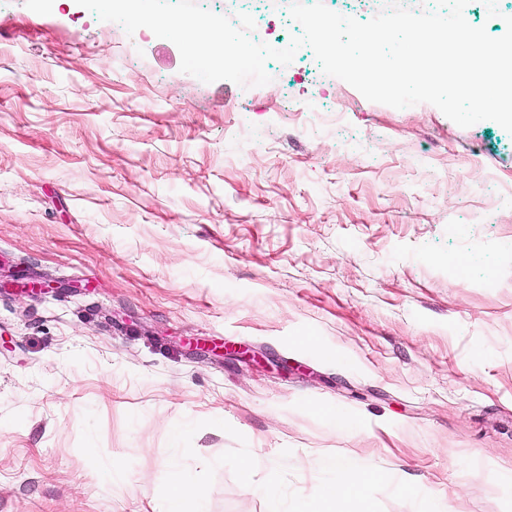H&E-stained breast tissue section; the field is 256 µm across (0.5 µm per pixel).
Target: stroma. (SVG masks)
<instances>
[{"mask_svg": "<svg viewBox=\"0 0 512 512\" xmlns=\"http://www.w3.org/2000/svg\"><path fill=\"white\" fill-rule=\"evenodd\" d=\"M180 66L76 0H0V512H161L199 420L187 469L257 462L208 512H267L279 466L309 495L323 448L512 512V135L343 82L309 123L306 47L264 86Z\"/></svg>", "mask_w": 512, "mask_h": 512, "instance_id": "35a3bbf8", "label": "stroma"}]
</instances>
